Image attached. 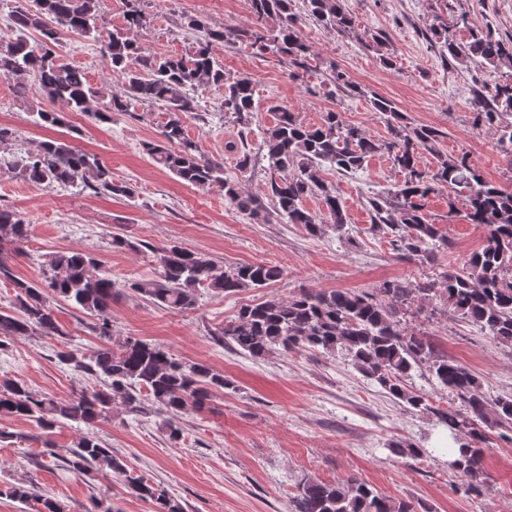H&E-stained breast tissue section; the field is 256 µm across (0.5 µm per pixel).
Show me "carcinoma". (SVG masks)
I'll return each instance as SVG.
<instances>
[{"mask_svg": "<svg viewBox=\"0 0 512 512\" xmlns=\"http://www.w3.org/2000/svg\"><path fill=\"white\" fill-rule=\"evenodd\" d=\"M15 24L12 36L0 38V77L20 79L35 75L44 95L80 112L95 124L112 122L134 102H161L168 112L163 140L147 142L144 149L153 162L170 171L182 183L201 190L219 185L224 199L252 220L265 218L257 201L224 177V162L202 153L184 129L185 119L196 110V93L212 86L224 88V111L247 125L255 109L254 86L246 75L224 72L212 51L215 42L242 43L258 55L273 53L295 67H305L311 47L298 27L293 0H250L256 26L214 30L198 16L185 17L184 24L202 33L195 50L182 56L149 55L131 37L146 25L140 0H122L124 25L107 34L104 41L112 71L123 79V91L110 93L94 86L80 68L62 59L61 32L97 40L100 0H12ZM317 23L347 37L355 30V17L344 0H304ZM277 26H265L268 19ZM40 33L32 44L28 31ZM442 39L440 48L454 60L478 67L496 68L512 59V37L491 28L469 31V41L448 38L444 21L431 28ZM385 38L379 34L365 42L385 68L394 59L383 51ZM372 111L383 119L388 137L375 140L356 124H346L336 111L326 112L321 122L306 125L295 113L281 106L274 125L264 132L260 148L266 151L271 170L268 195L277 215L289 224H301L311 234L321 231L316 215L305 206L315 194L334 228L342 230L346 216L336 193L321 179L322 167L340 174L355 173L376 154H385L403 174L393 193L369 200L371 230L391 236V244L406 259H428L448 248V236L431 224L423 212L424 200L438 185L463 197L466 218L485 229L484 243L459 270L443 271L416 288L402 280H386L372 293L351 290H302L285 300L270 298L243 306L237 316L217 332L220 339L235 344L252 357L262 358L283 351H321L342 354L383 391L408 408L431 414L448 428L456 451L450 465L459 474L468 493L479 495L489 485L484 468L490 436L496 426L512 429V396L488 399L478 378L466 367L438 351L425 335L408 329L403 315L422 307L421 298L435 300L455 316L472 323L490 338L512 342V192L489 182L465 154L440 153L441 131L414 126L387 98L370 97ZM476 125L498 126L499 150L512 156V124H501L512 113V78L490 90L476 88L470 100ZM437 158L436 168L422 167L425 155ZM5 165L23 178L46 187L81 184L92 191L129 196L130 188L112 180V171L100 159L60 140L43 142L34 152L17 153ZM30 224L14 210L0 209V242L20 246L29 237ZM161 271L158 278L132 281L125 287L146 297L155 306L179 312L190 311L198 291L208 288L217 294H234L260 289L279 277L277 268L244 263L224 267L204 252L168 244L153 251ZM10 257L0 247V280L16 291L13 311L0 310V346L4 339L64 335L47 300L52 293L94 319L93 332L104 344L95 350L76 349L59 353L75 370L100 377L105 388L82 391L69 399L35 392L23 382H0V413L23 417L48 431L63 421L91 424L107 417L112 403L121 401L129 411L141 409L138 391L146 390L152 403L168 414L169 440L183 436L182 415L201 411L214 392L229 383L224 375L194 362L182 361L155 344L129 337L114 348L112 301L121 290L112 276L101 270L100 260L82 251H55L45 255L41 279L15 277ZM426 364L438 386L460 401V408H440L423 393L407 385L414 366ZM67 467L79 474L93 469L124 478L130 493L153 504V512H184L178 499L166 490L133 476L124 462L111 454L93 436L74 443ZM40 505L38 512H65L57 499L37 494L25 484L0 485V498ZM293 512H431L426 505L393 499L356 478L326 483L306 479L293 497Z\"/></svg>", "mask_w": 512, "mask_h": 512, "instance_id": "1", "label": "carcinoma"}]
</instances>
